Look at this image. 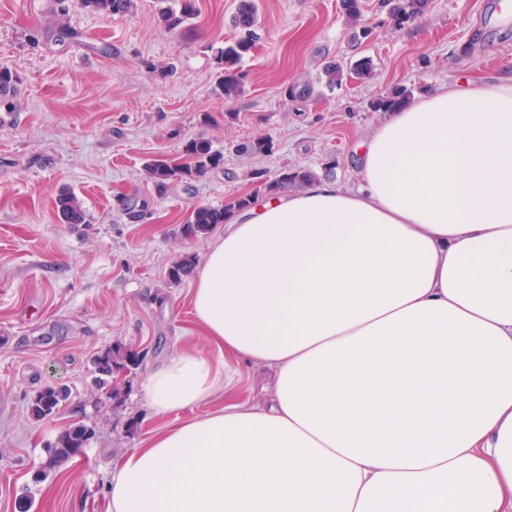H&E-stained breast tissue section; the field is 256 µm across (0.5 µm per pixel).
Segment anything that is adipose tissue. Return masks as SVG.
Masks as SVG:
<instances>
[{
	"mask_svg": "<svg viewBox=\"0 0 512 512\" xmlns=\"http://www.w3.org/2000/svg\"><path fill=\"white\" fill-rule=\"evenodd\" d=\"M356 165L225 224L194 319L271 399L114 457L108 512H512V83L420 96ZM222 379L184 352L142 388L166 415Z\"/></svg>",
	"mask_w": 512,
	"mask_h": 512,
	"instance_id": "adipose-tissue-1",
	"label": "adipose tissue"
}]
</instances>
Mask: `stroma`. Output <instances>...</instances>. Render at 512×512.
I'll list each match as a JSON object with an SVG mask.
<instances>
[{
  "instance_id": "1",
  "label": "stroma",
  "mask_w": 512,
  "mask_h": 512,
  "mask_svg": "<svg viewBox=\"0 0 512 512\" xmlns=\"http://www.w3.org/2000/svg\"><path fill=\"white\" fill-rule=\"evenodd\" d=\"M503 2L431 0L394 31L368 0L373 33L357 45L341 0H255L243 92L227 100L213 91L216 51L239 34V0H191V19L174 31L158 0L112 16L79 0H0V67L17 76L0 102V512H107L113 458L168 422L146 402L144 378L207 346L193 322L194 274L169 276L186 256L201 266L224 234L219 226L186 237L193 208L262 199L266 183L294 167L354 186V147L386 118L373 107L379 97L511 83L512 25L496 19ZM331 62L344 70L333 87L323 79ZM363 62L370 77L355 73ZM303 83L311 96L289 98ZM260 134L272 153L238 157L237 145ZM200 136L223 151V167L157 194L145 165L190 164L185 145ZM64 189L82 201L85 223H62ZM117 343L142 364L115 402L94 393L92 376L94 358ZM224 370L229 386L186 416L268 402L273 368L228 355ZM51 385L68 386L71 402L54 419H34L29 405ZM75 423L94 431L82 455L38 479Z\"/></svg>"
}]
</instances>
